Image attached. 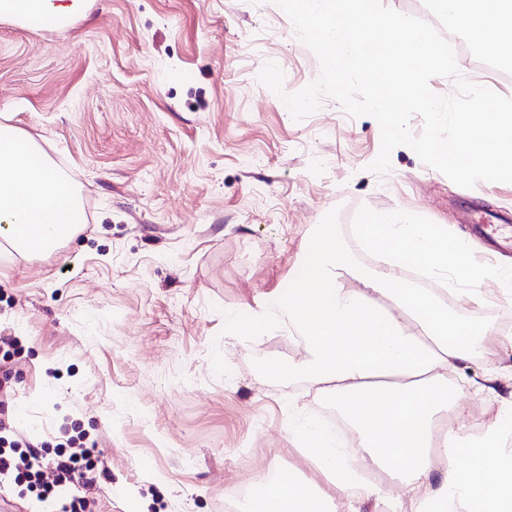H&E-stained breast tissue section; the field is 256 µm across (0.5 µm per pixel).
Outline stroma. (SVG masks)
Instances as JSON below:
<instances>
[{"mask_svg": "<svg viewBox=\"0 0 512 512\" xmlns=\"http://www.w3.org/2000/svg\"><path fill=\"white\" fill-rule=\"evenodd\" d=\"M463 48L461 75L512 98V79L470 54L428 0H383ZM88 15L50 30L0 22V116L82 189L85 224L57 251L29 255L0 239V418L46 445L96 442L112 477L47 500L0 481V512H225L271 468L343 504L299 447L290 422L336 413L301 379L274 372L299 344L277 325L251 335L249 308L286 297L311 233L329 227L369 269L351 226L372 214L443 225L464 203L512 209V184H454L400 146L391 169L369 171L381 146L370 116L323 97L294 120L257 76L265 62L295 93L317 79L316 55L274 0H88ZM476 325L512 317V294L486 279ZM499 374L498 400L466 394L460 423L491 428L512 401V351L489 338L463 373Z\"/></svg>", "mask_w": 512, "mask_h": 512, "instance_id": "1", "label": "stroma"}]
</instances>
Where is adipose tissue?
Instances as JSON below:
<instances>
[{
	"mask_svg": "<svg viewBox=\"0 0 512 512\" xmlns=\"http://www.w3.org/2000/svg\"><path fill=\"white\" fill-rule=\"evenodd\" d=\"M455 25L495 52L512 56V0H437ZM85 0H0V19L28 28H53L85 17ZM84 221L81 190L50 166L18 130L0 124V233L28 254L50 253L62 241L60 224ZM362 245L377 256L372 270L356 271L342 243L326 228L309 240L299 275L278 309L302 338L290 376L307 381L345 408L372 463L400 476L398 491L346 485L351 461L319 423L296 436L325 477L342 487L348 512L369 500L400 512H512V405L477 437L465 427L434 435L436 416L460 414L462 388L448 374L475 361V349L495 335L449 311L445 292L459 306L483 300L484 270L468 249L430 224H397L387 215L360 225ZM355 287H348V280ZM276 512H335L316 486L282 477L269 483Z\"/></svg>",
	"mask_w": 512,
	"mask_h": 512,
	"instance_id": "1",
	"label": "adipose tissue"
}]
</instances>
